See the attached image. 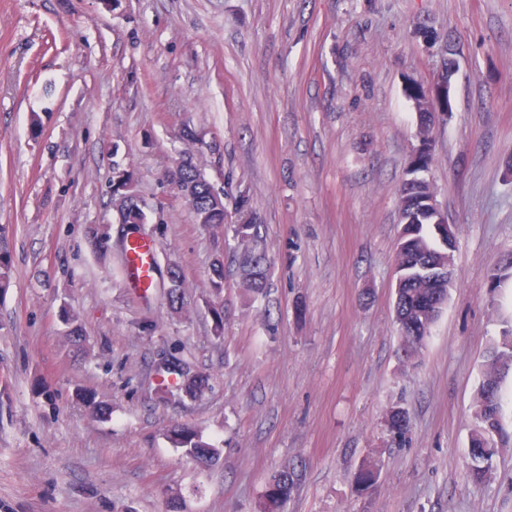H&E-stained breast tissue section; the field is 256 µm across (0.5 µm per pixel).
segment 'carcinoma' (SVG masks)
<instances>
[{
    "mask_svg": "<svg viewBox=\"0 0 512 512\" xmlns=\"http://www.w3.org/2000/svg\"><path fill=\"white\" fill-rule=\"evenodd\" d=\"M406 95L413 103L420 118L428 116L429 108L421 90L414 84L406 87ZM432 164L429 155L410 164L407 177L400 186L399 220L401 232L397 250V261L401 268L402 280L395 289V322L401 338V349L406 357H413L440 313V309H425L421 297L431 294L436 303L442 305L448 299V279H428L429 267L440 266L451 270L450 250L436 238L432 224L436 220L435 211L428 204L431 185L423 177ZM168 179L181 192L185 200L193 204L191 211L195 221L208 228H220L225 240L238 244L240 258L236 259L237 272L242 288L249 294L262 295L266 292L270 279V264L266 253L267 228L255 218H248L240 224L225 222L224 200L213 195L211 186L201 169L191 158L183 165L168 172ZM135 173L130 167L115 165L112 170V206L118 212L121 223L130 231L123 243V251H128L132 241L140 237L139 229L146 223L144 208L136 205L128 207L126 201L137 198ZM13 269V251L6 232L0 231V293L10 287ZM168 287L164 298L170 309L183 313L185 302L184 275L178 265L167 267ZM224 257L215 259L211 267L209 284L212 294L220 297L224 292ZM512 280V254L499 259L492 267L489 288L494 292ZM186 363L173 357L166 366L158 369L159 383L153 388L160 399L175 397L196 398L208 388L210 378L200 372L185 369ZM512 371V329L507 330L488 351L486 370L477 388L474 409V429L468 449L467 468L475 481L483 480L490 472L493 456L497 448L508 445L509 437L501 422V382ZM92 414L102 420L111 415L103 401L96 400L92 393L81 395ZM172 447L182 454L208 467L220 459L215 444L203 440L200 431L188 424H174L166 432ZM381 466L375 459H366L355 473V486L358 493L368 492L380 476ZM299 482L296 468H285L277 472L266 485L261 495L257 512H281V508L291 497Z\"/></svg>",
    "mask_w": 512,
    "mask_h": 512,
    "instance_id": "carcinoma-1",
    "label": "carcinoma"
}]
</instances>
